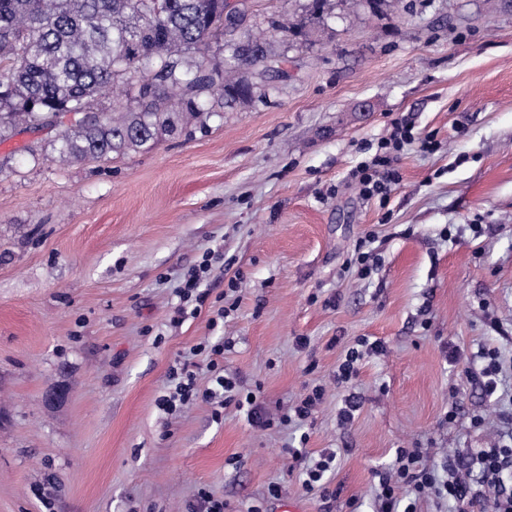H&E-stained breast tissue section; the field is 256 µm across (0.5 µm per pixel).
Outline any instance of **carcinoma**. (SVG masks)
<instances>
[{
    "instance_id": "obj_1",
    "label": "carcinoma",
    "mask_w": 512,
    "mask_h": 512,
    "mask_svg": "<svg viewBox=\"0 0 512 512\" xmlns=\"http://www.w3.org/2000/svg\"><path fill=\"white\" fill-rule=\"evenodd\" d=\"M335 7L249 25L246 0H0V142L56 129L63 164L149 150L186 119L267 100L279 72L265 61L286 65ZM114 87L126 111L99 110Z\"/></svg>"
}]
</instances>
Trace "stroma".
Listing matches in <instances>:
<instances>
[{"mask_svg": "<svg viewBox=\"0 0 512 512\" xmlns=\"http://www.w3.org/2000/svg\"><path fill=\"white\" fill-rule=\"evenodd\" d=\"M328 26L267 102L153 149L64 165L55 131L0 143V512H202L204 492L273 512L274 484L303 512H375L397 449L440 465L502 432L512 374L486 396L477 352L512 354V0H391ZM397 119L436 147L401 153L381 204L353 174ZM208 250L201 289L231 310L173 322ZM362 336L385 352L337 385ZM207 341L273 426L159 408L179 363L210 387L189 354ZM316 386L311 418L281 425ZM293 448L335 454L331 498Z\"/></svg>", "mask_w": 512, "mask_h": 512, "instance_id": "35a3bbf8", "label": "stroma"}]
</instances>
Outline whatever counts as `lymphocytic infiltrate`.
Here are the masks:
<instances>
[{"label":"lymphocytic infiltrate","instance_id":"obj_1","mask_svg":"<svg viewBox=\"0 0 512 512\" xmlns=\"http://www.w3.org/2000/svg\"><path fill=\"white\" fill-rule=\"evenodd\" d=\"M414 143L426 152L435 148L432 138L418 139L410 124L393 123L389 136L379 141L372 159L354 173L364 198L387 200L392 185L401 179L397 158L406 146ZM195 350L210 355L212 388L198 390L194 371L181 365L171 370L169 378L174 389L159 398V406L174 414L193 401L218 398L223 405L246 408L249 419L257 420L256 394L240 393L219 363L224 354L223 344L200 343ZM507 470H512V433L503 435L493 447L471 453L465 467L450 463L441 474L428 465L424 449L400 448L393 465L377 475L376 512H419L420 503L429 497L454 502L458 512H512V489L502 478Z\"/></svg>","mask_w":512,"mask_h":512}]
</instances>
